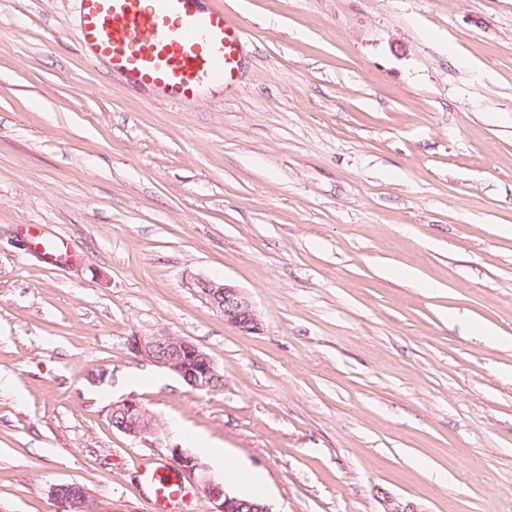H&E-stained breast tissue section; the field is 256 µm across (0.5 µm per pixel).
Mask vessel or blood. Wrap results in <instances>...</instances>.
Listing matches in <instances>:
<instances>
[{"label":"vessel or blood","instance_id":"1","mask_svg":"<svg viewBox=\"0 0 512 512\" xmlns=\"http://www.w3.org/2000/svg\"><path fill=\"white\" fill-rule=\"evenodd\" d=\"M82 53L170 102L233 90L249 40L206 0H76ZM150 512H188L190 485L169 465L140 467Z\"/></svg>","mask_w":512,"mask_h":512}]
</instances>
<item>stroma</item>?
<instances>
[{"label":"stroma","instance_id":"obj_1","mask_svg":"<svg viewBox=\"0 0 512 512\" xmlns=\"http://www.w3.org/2000/svg\"><path fill=\"white\" fill-rule=\"evenodd\" d=\"M212 3L252 58L171 104L81 55L74 0H0V512H61L57 483L149 512L180 423L273 512H512V0ZM154 335L223 389L130 350ZM125 398L157 434L112 427ZM69 243L63 238H56L50 246H44L42 254L49 266L58 267L67 263L70 255ZM188 284L202 303L224 316L225 324L243 333H255L260 330L255 307L241 289L206 278H191ZM130 349L138 356L179 377L193 390L215 392L223 387L224 376L214 359L193 342L175 336H134ZM195 359L194 360L191 356ZM191 367L190 369L183 363ZM231 466H235L238 475L231 471ZM226 475L246 493H252L256 487L261 486L263 483L262 477L258 473L253 472L242 463H238L237 466L231 461L227 465L225 463L224 477Z\"/></svg>","mask_w":512,"mask_h":512}]
</instances>
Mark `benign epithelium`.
<instances>
[{"label": "benign epithelium", "mask_w": 512, "mask_h": 512, "mask_svg": "<svg viewBox=\"0 0 512 512\" xmlns=\"http://www.w3.org/2000/svg\"><path fill=\"white\" fill-rule=\"evenodd\" d=\"M194 295L212 309L224 316V323L243 333L260 330V321L255 307L244 291L227 283L206 278H192L189 281ZM130 349L138 356L179 377L192 389L215 392L222 388L224 375L214 359L193 342L175 336H134ZM192 351L196 367L190 369L183 363V352ZM112 414L132 418V428L117 426L128 436L138 439L156 433L152 416L132 399L119 400L112 404ZM172 464L186 477L191 485L213 503L214 512H273L270 504L251 503L228 493L224 485L209 477L204 467L180 448H171ZM52 496L70 507L72 496L86 500L90 492L83 486L59 483L51 487Z\"/></svg>", "instance_id": "obj_1"}]
</instances>
